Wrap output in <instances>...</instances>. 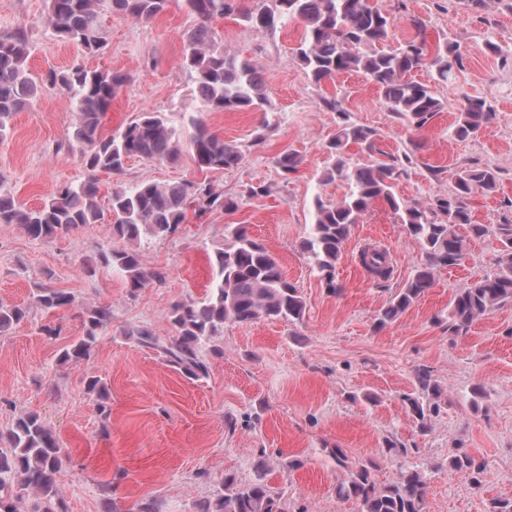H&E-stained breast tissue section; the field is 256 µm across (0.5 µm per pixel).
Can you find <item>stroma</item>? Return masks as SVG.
I'll return each mask as SVG.
<instances>
[{"instance_id": "obj_1", "label": "stroma", "mask_w": 512, "mask_h": 512, "mask_svg": "<svg viewBox=\"0 0 512 512\" xmlns=\"http://www.w3.org/2000/svg\"><path fill=\"white\" fill-rule=\"evenodd\" d=\"M396 21L388 47L414 38L411 18H421L429 44L459 45L464 66L438 85L444 108L422 129L389 112L376 87L357 72L334 82L314 83L293 55L301 29L258 31L224 18L213 24L225 51L263 66L264 93L275 124L263 129L259 112L205 111L183 60L193 19L172 0L149 21L120 14L101 20L106 47L85 54L59 41L46 22L47 0H0V34L25 31L28 67L39 75L79 63L89 69L125 73L127 83L112 100L103 133L143 112H163L174 124L200 118L239 148L240 165L200 172L189 150L175 161L128 160L118 174L98 173L99 203L113 191L150 181L171 184L208 180L239 200L237 211L188 214L173 237L143 244L147 270L162 271V283L129 294L122 278L83 264L98 243L109 240V224H92L54 239L35 240L16 224H0V305L28 307L20 325L0 336V429L25 412L39 413L63 443L57 474L68 512H135L147 499L162 512H198L222 492L225 475L238 484L255 480L267 461L266 480L286 512H358L336 495L349 462H374L379 482L394 480L389 443L407 448L409 463L427 476L425 512H486L490 499H512V304L479 317L462 335H449L441 320L458 288L492 272L499 243L494 234L466 236L463 265L438 270L433 288L399 319L377 328L378 315L422 261L420 246L403 233L386 204H376L353 226L336 264L340 292L333 293L302 243L312 222L315 196L336 201L345 182L321 184L329 156L325 144L342 122L377 132L379 150L393 155L402 173L397 193L426 201L448 194L457 172L489 166L499 173L496 190L469 200L475 223L493 226L512 214V8L487 0L472 12L459 0H378ZM338 99L341 110L327 107ZM479 98L496 114L478 135L457 139L452 126L465 99ZM75 122L67 97L42 89L17 113L0 140V178L20 203L39 205L64 183L85 179L78 150L67 147ZM419 150H412V143ZM294 152L296 172L281 177L275 159ZM263 185L265 196L244 190ZM245 226L283 266L307 303L303 321L259 319L225 324L204 351L205 377L194 379L167 363L158 351L138 346L129 330L144 326L161 340L172 334L165 316L178 300L203 296L210 282L209 254L223 248L228 225ZM385 248L393 265L388 280L360 265L364 245ZM74 293L88 305H108L112 321L92 356L81 365L57 359L81 336L82 321L59 319L60 334L41 333L50 316L33 297L35 283ZM427 369L440 389L439 411L419 426L404 398L416 390V373ZM108 385L111 410L102 420L88 377ZM485 391L481 409L471 407L472 389ZM463 449L483 461L481 487L448 469V457ZM299 461L296 469L288 461Z\"/></svg>"}]
</instances>
